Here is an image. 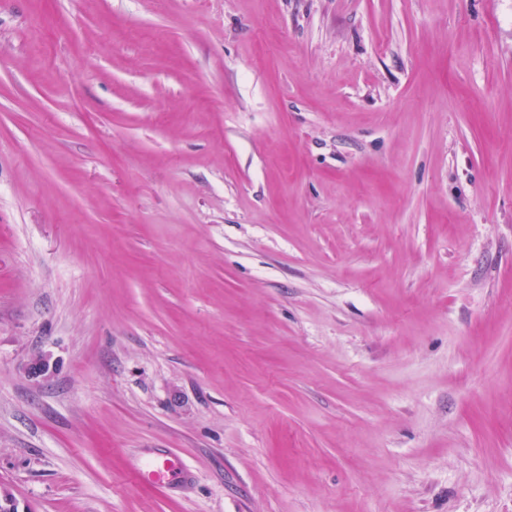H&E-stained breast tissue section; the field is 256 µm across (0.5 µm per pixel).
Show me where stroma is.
<instances>
[{
	"mask_svg": "<svg viewBox=\"0 0 512 512\" xmlns=\"http://www.w3.org/2000/svg\"><path fill=\"white\" fill-rule=\"evenodd\" d=\"M0 491L512 512V0H0ZM131 478L137 483H150L170 489L188 476V469L183 467L166 451H153L147 463L130 471Z\"/></svg>",
	"mask_w": 512,
	"mask_h": 512,
	"instance_id": "35a3bbf8",
	"label": "stroma"
}]
</instances>
